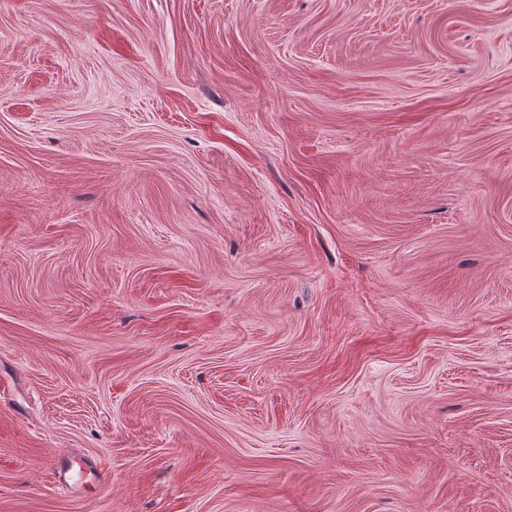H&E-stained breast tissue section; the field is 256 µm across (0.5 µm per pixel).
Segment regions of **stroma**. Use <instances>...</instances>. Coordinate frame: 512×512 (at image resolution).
<instances>
[{
    "label": "stroma",
    "mask_w": 512,
    "mask_h": 512,
    "mask_svg": "<svg viewBox=\"0 0 512 512\" xmlns=\"http://www.w3.org/2000/svg\"><path fill=\"white\" fill-rule=\"evenodd\" d=\"M0 512H512V0H0Z\"/></svg>",
    "instance_id": "1"
}]
</instances>
